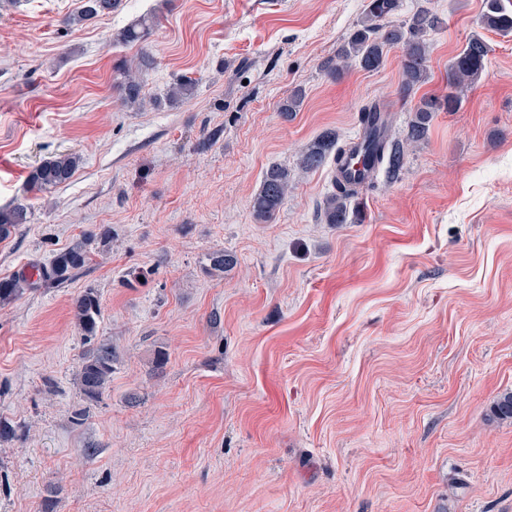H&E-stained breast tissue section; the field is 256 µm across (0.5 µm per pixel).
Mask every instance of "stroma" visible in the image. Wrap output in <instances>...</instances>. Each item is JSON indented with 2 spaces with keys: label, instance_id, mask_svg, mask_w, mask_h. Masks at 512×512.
Instances as JSON below:
<instances>
[{
  "label": "stroma",
  "instance_id": "stroma-1",
  "mask_svg": "<svg viewBox=\"0 0 512 512\" xmlns=\"http://www.w3.org/2000/svg\"><path fill=\"white\" fill-rule=\"evenodd\" d=\"M370 2L122 0L74 26L79 0H0V206L32 211L0 240V278L113 233L72 281L0 306V418L17 427L0 512H512V422L490 415L512 391V36L485 32L461 108L407 146L398 180L352 199L353 223L326 224L333 167L301 169L302 151L327 129L348 143L371 102L404 138L415 104L402 47L375 72L326 71ZM482 7L399 0L394 22L445 20L418 95L447 94ZM150 12L142 44L117 43ZM143 49L135 108L119 84ZM182 77L195 96L164 103ZM69 152L68 185L28 191ZM274 164L291 187L259 224L250 200ZM216 250L237 258L220 276ZM89 287L119 354L90 407L71 312ZM80 164L81 157L69 153L42 161L30 171L29 184L39 192H51L68 185Z\"/></svg>",
  "mask_w": 512,
  "mask_h": 512
}]
</instances>
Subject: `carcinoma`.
<instances>
[{"label": "carcinoma", "mask_w": 512, "mask_h": 512, "mask_svg": "<svg viewBox=\"0 0 512 512\" xmlns=\"http://www.w3.org/2000/svg\"><path fill=\"white\" fill-rule=\"evenodd\" d=\"M120 0H79L77 11L69 18L73 24H83L112 14ZM396 9L395 0H373L364 18L357 24L348 40L336 53V61H328L326 68L331 77L343 74L348 61H353L368 72L383 66L387 50L396 45L403 48V78L399 88L401 98L411 97L416 86L427 78L429 45L427 36L441 28L443 20L428 9L415 12L401 23L382 22ZM156 16L146 14L117 34L126 44L141 42L153 27ZM479 27L486 31L508 35L512 33V9H507L503 0H484L479 18ZM490 52L489 43L481 34H473L454 58L448 69V96L422 97L413 108L407 125L406 140L418 142L428 135L431 122L437 112H454L461 103L464 91L480 79ZM154 67V58L143 52L133 65L123 70L124 91L129 102L139 97L141 84ZM197 85L191 79H179L168 91V100L176 102L194 96ZM359 125L372 131L388 127L387 118L375 105L363 106L358 114ZM404 140V141H406ZM404 141L385 136L380 147L370 149L363 156L366 165L384 170L389 180L395 181L404 166ZM336 132L323 131L302 153L299 165L305 170H315L329 161L337 162L344 153ZM81 164L76 154H60L33 167L29 174L31 188L48 193L68 185ZM291 183L288 168L272 165L263 177L260 189L252 197L250 207L256 221L266 223L276 216L282 206ZM358 189L334 185V190L323 200L320 218L325 224H346L349 220L348 203ZM31 213L21 205L0 207V240H5L23 224L30 223ZM112 245V228L101 226L96 231L83 235L67 248L54 253L47 263L37 268L35 274L19 272L0 279V306L11 303L28 290L54 288L75 278L90 260V246ZM209 271L222 273L237 263L236 257L224 250L209 255ZM75 324L86 342L96 339L102 318V306L97 291L86 288L72 299ZM118 352L109 340H101L83 352L81 364L74 383L83 400L98 403L107 395L112 383L113 366ZM495 417L512 419V392L501 395L492 407Z\"/></svg>", "instance_id": "obj_1"}]
</instances>
